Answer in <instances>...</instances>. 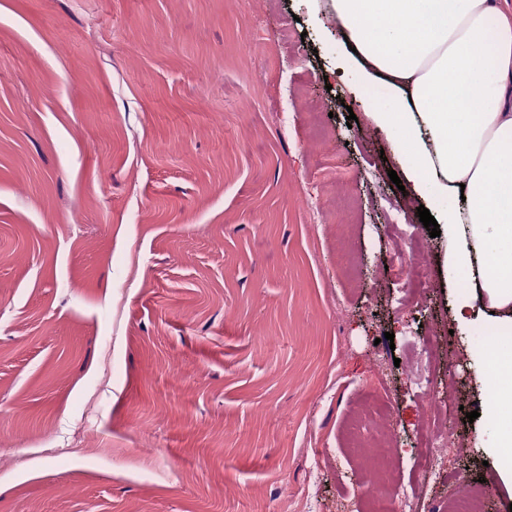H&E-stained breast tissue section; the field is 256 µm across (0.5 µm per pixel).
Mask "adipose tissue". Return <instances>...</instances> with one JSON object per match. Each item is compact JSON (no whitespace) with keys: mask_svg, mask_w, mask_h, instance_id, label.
<instances>
[{"mask_svg":"<svg viewBox=\"0 0 512 512\" xmlns=\"http://www.w3.org/2000/svg\"><path fill=\"white\" fill-rule=\"evenodd\" d=\"M367 106L406 178L451 229L457 306L487 314L480 354L501 471L512 483V0H330Z\"/></svg>","mask_w":512,"mask_h":512,"instance_id":"ef3b65f1","label":"adipose tissue"}]
</instances>
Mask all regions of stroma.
<instances>
[{
  "instance_id": "stroma-1",
  "label": "stroma",
  "mask_w": 512,
  "mask_h": 512,
  "mask_svg": "<svg viewBox=\"0 0 512 512\" xmlns=\"http://www.w3.org/2000/svg\"><path fill=\"white\" fill-rule=\"evenodd\" d=\"M336 37L310 0H0V512H362L380 419L393 512L456 479L512 512L455 240L390 180ZM412 254L411 259H396L394 270L399 281L408 288L409 292H419L429 276L428 252L420 247ZM434 382V374L428 372L427 376L418 379V389L420 396L424 399L428 407V414L426 416L425 424V439L424 446L421 448L423 463L430 469H441L447 464V459L443 454V441L446 434L441 431L438 424H436V414L432 409L431 393L432 385Z\"/></svg>"
}]
</instances>
